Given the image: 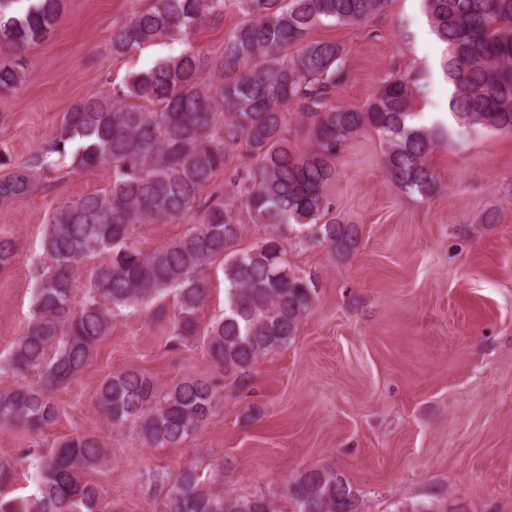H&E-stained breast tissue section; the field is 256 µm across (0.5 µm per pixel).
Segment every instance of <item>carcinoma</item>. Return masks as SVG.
I'll return each instance as SVG.
<instances>
[{
    "instance_id": "cac0c4a2",
    "label": "carcinoma",
    "mask_w": 512,
    "mask_h": 512,
    "mask_svg": "<svg viewBox=\"0 0 512 512\" xmlns=\"http://www.w3.org/2000/svg\"><path fill=\"white\" fill-rule=\"evenodd\" d=\"M0 0V47L17 53L47 40L62 0ZM443 45L440 70L450 87L448 113L465 131L512 134V0H422ZM389 0H240L243 21L224 33L213 55L199 53L192 35L224 17V0H152L112 35V52L128 54L161 37L185 48L153 68L132 74L115 95L74 103L58 134L0 178V203L34 192L55 162L76 170L111 165V188L52 211L42 252L51 265L39 276L32 321L0 368L17 383L0 387V425L37 431L59 414L52 394L72 382L110 332L112 312L176 291L172 336L198 341L226 375L240 376L264 355L288 346L317 296V282L287 260L288 232L297 244H327L348 254L359 228L335 214L328 194L336 159L366 128L384 141L392 186L428 199L436 177L428 156L440 128L417 125L426 73L386 77L365 107L339 108L336 93L349 73L348 49L309 38L312 24L330 19L364 25ZM24 60L0 62V93L22 82ZM310 145L293 142L295 128ZM244 149L250 163L228 168L229 153ZM222 182H217L219 175ZM192 213L180 237L144 247L135 227ZM251 224L268 229L250 249L240 241ZM111 254L75 293L82 260ZM16 243L0 233V270ZM220 264L224 315L202 327L208 296L203 272ZM38 373L32 388L20 380ZM206 379L162 392L136 371L108 376L96 405L114 427L138 430L151 448L176 446L205 425L216 404ZM103 441L75 433L40 457L39 492L23 500L0 497V512H112L98 485L84 474L105 460ZM290 512H357L345 477L309 468L287 485ZM270 492L233 496L214 491L194 472L179 474L157 499L156 512H280Z\"/></svg>"
}]
</instances>
